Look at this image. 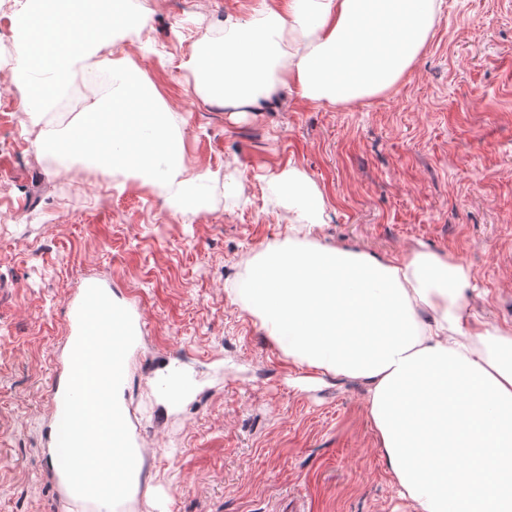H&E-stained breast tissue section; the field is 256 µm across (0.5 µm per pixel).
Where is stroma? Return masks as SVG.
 <instances>
[{
	"mask_svg": "<svg viewBox=\"0 0 512 512\" xmlns=\"http://www.w3.org/2000/svg\"><path fill=\"white\" fill-rule=\"evenodd\" d=\"M149 18L111 59L164 98L185 166L214 199L172 212L158 191L82 159L49 157L27 120L12 16L0 0V512H66L53 483L50 380L83 277L136 296L145 327L120 393L146 451L119 512H413L398 495L366 386L303 368L239 294L246 264L287 245L269 183L295 166L323 192L317 243L374 255L448 254L469 269L470 314L512 327V0H441L392 92L345 106L289 89L238 119L192 90L186 63L225 14L259 0H127Z\"/></svg>",
	"mask_w": 512,
	"mask_h": 512,
	"instance_id": "obj_1",
	"label": "stroma"
}]
</instances>
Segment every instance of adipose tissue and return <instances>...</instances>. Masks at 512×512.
I'll return each instance as SVG.
<instances>
[{
	"mask_svg": "<svg viewBox=\"0 0 512 512\" xmlns=\"http://www.w3.org/2000/svg\"><path fill=\"white\" fill-rule=\"evenodd\" d=\"M24 0L13 28L22 46L18 90L49 110L88 67L86 49L112 45L67 14L51 32ZM438 0H261L249 19H224L187 63L204 101L244 112L280 89L347 105L394 89L424 49ZM272 181L292 220L288 244L254 260L246 307L289 362L363 382L369 413L399 493L414 512H512V328L469 316L459 260L427 251L403 259L328 248L311 237L326 210L296 167Z\"/></svg>",
	"mask_w": 512,
	"mask_h": 512,
	"instance_id": "adipose-tissue-1",
	"label": "adipose tissue"
}]
</instances>
